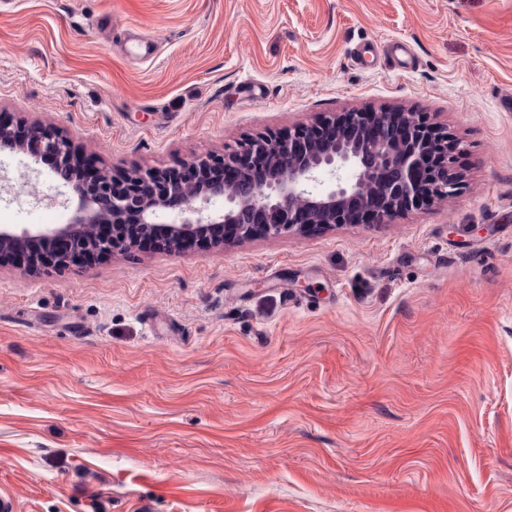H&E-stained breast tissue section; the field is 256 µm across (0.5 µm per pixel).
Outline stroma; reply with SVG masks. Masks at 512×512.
Returning a JSON list of instances; mask_svg holds the SVG:
<instances>
[{"mask_svg": "<svg viewBox=\"0 0 512 512\" xmlns=\"http://www.w3.org/2000/svg\"><path fill=\"white\" fill-rule=\"evenodd\" d=\"M393 40L410 67L358 60ZM511 96L512 0H0V122L111 175L398 110L453 135L464 180L387 224L0 262V490L18 512H512ZM76 205L0 149V227Z\"/></svg>", "mask_w": 512, "mask_h": 512, "instance_id": "stroma-1", "label": "stroma"}]
</instances>
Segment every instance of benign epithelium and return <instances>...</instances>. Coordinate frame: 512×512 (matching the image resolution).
I'll return each mask as SVG.
<instances>
[{
    "label": "benign epithelium",
    "instance_id": "1",
    "mask_svg": "<svg viewBox=\"0 0 512 512\" xmlns=\"http://www.w3.org/2000/svg\"><path fill=\"white\" fill-rule=\"evenodd\" d=\"M0 146L50 163L77 197L69 223L16 233L0 229V253L55 239L57 265L88 254L125 251L133 242L107 225L132 223L177 247L211 226L236 240L340 224H383L396 214L450 198L462 189L453 169L457 143L414 112H346L279 137L258 136L243 152L197 157L179 168L146 169L115 180H78L66 172L77 156L67 136L35 123L0 124ZM224 198V208L206 205Z\"/></svg>",
    "mask_w": 512,
    "mask_h": 512
}]
</instances>
